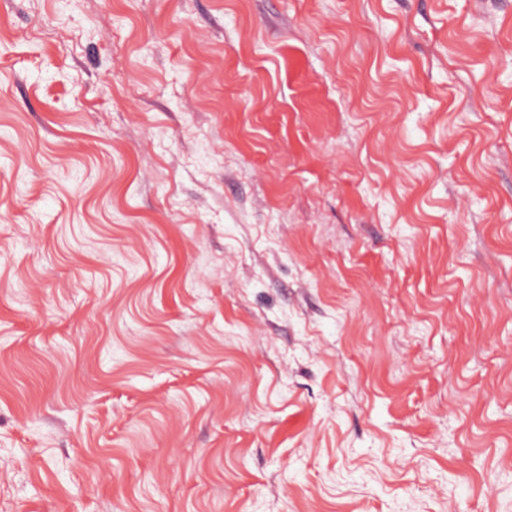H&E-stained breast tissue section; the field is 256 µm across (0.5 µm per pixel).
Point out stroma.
<instances>
[{"label": "stroma", "mask_w": 512, "mask_h": 512, "mask_svg": "<svg viewBox=\"0 0 512 512\" xmlns=\"http://www.w3.org/2000/svg\"><path fill=\"white\" fill-rule=\"evenodd\" d=\"M512 512V0H0V512Z\"/></svg>", "instance_id": "stroma-1"}]
</instances>
